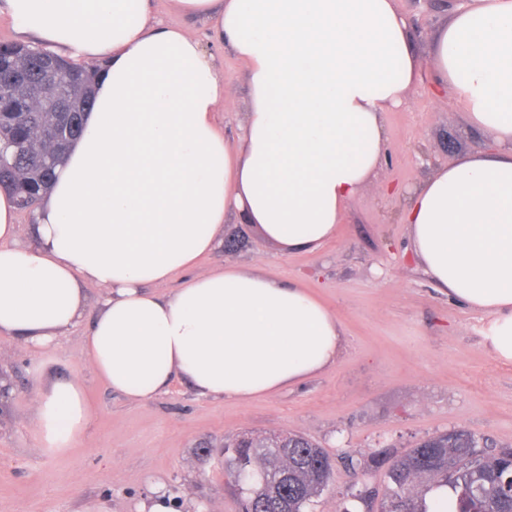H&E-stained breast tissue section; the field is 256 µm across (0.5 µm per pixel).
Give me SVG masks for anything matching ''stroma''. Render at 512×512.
<instances>
[{
	"label": "stroma",
	"instance_id": "obj_1",
	"mask_svg": "<svg viewBox=\"0 0 512 512\" xmlns=\"http://www.w3.org/2000/svg\"><path fill=\"white\" fill-rule=\"evenodd\" d=\"M459 0H398L414 47L428 58L434 28ZM234 109L224 132L234 135L247 110L245 67L218 57ZM386 163L349 204L335 239L315 252L279 256L251 225H225L234 250L201 259L202 268L255 264L283 282L308 287L341 322L336 363L298 386L246 403L206 399L183 380L156 399L134 403L97 377L85 355L86 324L34 352L0 338V364L13 384L0 400V512H140L156 488L180 501L179 512H238L219 456L202 446L255 433L294 432L335 456L332 484L313 512H362L345 503L354 470L383 489L386 468L373 459L402 456L425 435L462 427L512 446V362L494 357L484 337L489 319L449 297L416 265L398 215L403 197L381 184L411 189L436 167L485 150L488 134L471 127L450 99L414 86L385 115ZM82 385L90 421L76 448L46 455L35 448L36 395L60 378Z\"/></svg>",
	"mask_w": 512,
	"mask_h": 512
}]
</instances>
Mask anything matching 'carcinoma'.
Segmentation results:
<instances>
[{
    "label": "carcinoma",
    "mask_w": 512,
    "mask_h": 512,
    "mask_svg": "<svg viewBox=\"0 0 512 512\" xmlns=\"http://www.w3.org/2000/svg\"><path fill=\"white\" fill-rule=\"evenodd\" d=\"M31 45L0 43L4 68L24 77L0 84V185L35 209L68 145L83 132L93 105L92 73L61 85L54 68L26 54ZM467 429L432 434L387 469L380 512H427V495L449 489L455 512H512V448L482 450ZM335 459L303 435L288 433L224 443L227 487L241 512H307L330 485Z\"/></svg>",
    "instance_id": "carcinoma-1"
}]
</instances>
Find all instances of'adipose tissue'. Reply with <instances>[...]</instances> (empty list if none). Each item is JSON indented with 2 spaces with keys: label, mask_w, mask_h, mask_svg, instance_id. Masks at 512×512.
Wrapping results in <instances>:
<instances>
[{
  "label": "adipose tissue",
  "mask_w": 512,
  "mask_h": 512,
  "mask_svg": "<svg viewBox=\"0 0 512 512\" xmlns=\"http://www.w3.org/2000/svg\"><path fill=\"white\" fill-rule=\"evenodd\" d=\"M210 20L201 40L153 0H5L25 39L93 63L95 104L19 243L0 190V338L35 351L89 320L95 374L135 403L182 378L199 396L247 402L324 372L341 322L312 293L251 265L204 270L234 217L281 255L333 239L382 165L384 115L428 79L495 147L436 169L400 220L424 274L491 318L485 342L512 362V0H468L423 67L395 0H167ZM243 61L248 110L236 139L213 47ZM191 277L165 296L154 284ZM102 293L89 301L86 288ZM36 447H75L81 384L36 396Z\"/></svg>",
  "instance_id": "obj_1"
}]
</instances>
